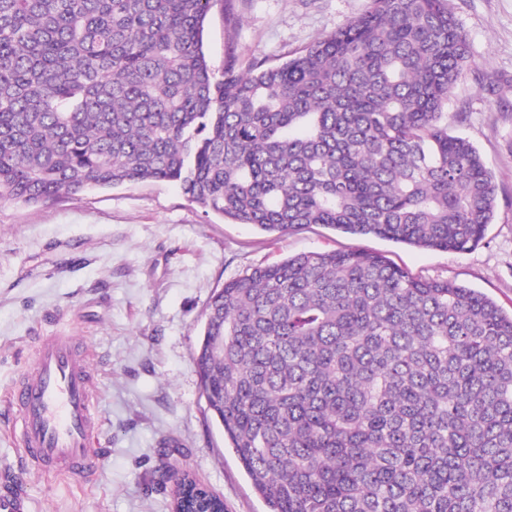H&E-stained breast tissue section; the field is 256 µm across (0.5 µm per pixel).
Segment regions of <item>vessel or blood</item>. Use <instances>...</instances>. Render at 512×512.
I'll use <instances>...</instances> for the list:
<instances>
[{
    "label": "vessel or blood",
    "mask_w": 512,
    "mask_h": 512,
    "mask_svg": "<svg viewBox=\"0 0 512 512\" xmlns=\"http://www.w3.org/2000/svg\"><path fill=\"white\" fill-rule=\"evenodd\" d=\"M89 353L74 336H41L34 364L5 397L19 414L25 467L45 474L85 475L97 461L92 441L99 430L93 413Z\"/></svg>",
    "instance_id": "b4317fda"
}]
</instances>
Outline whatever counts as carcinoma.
Returning a JSON list of instances; mask_svg holds the SVG:
<instances>
[{"label": "carcinoma", "instance_id": "1", "mask_svg": "<svg viewBox=\"0 0 512 512\" xmlns=\"http://www.w3.org/2000/svg\"><path fill=\"white\" fill-rule=\"evenodd\" d=\"M217 0H0V200L176 182L224 219L464 252L493 175L448 133V0H369L282 64L203 50ZM202 394L269 512H512V314L384 255L311 251L215 291ZM173 512H224L184 475Z\"/></svg>", "mask_w": 512, "mask_h": 512}]
</instances>
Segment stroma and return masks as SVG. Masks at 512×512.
Segmentation results:
<instances>
[{
  "label": "stroma",
  "mask_w": 512,
  "mask_h": 512,
  "mask_svg": "<svg viewBox=\"0 0 512 512\" xmlns=\"http://www.w3.org/2000/svg\"><path fill=\"white\" fill-rule=\"evenodd\" d=\"M474 68L453 88L469 138L494 176L498 209L482 242L456 253L353 236L319 224L286 235L236 224L168 182L127 184L25 205L0 202V474L19 461V424L2 403L33 366L37 336L91 351L95 447L90 477L27 472L30 512H171L190 473L224 512H267L201 393V314L224 283L307 251L386 255L409 275L451 280L512 311V0H449ZM368 0H231L215 5L204 49L215 68L277 64L335 31Z\"/></svg>",
  "instance_id": "1"
}]
</instances>
